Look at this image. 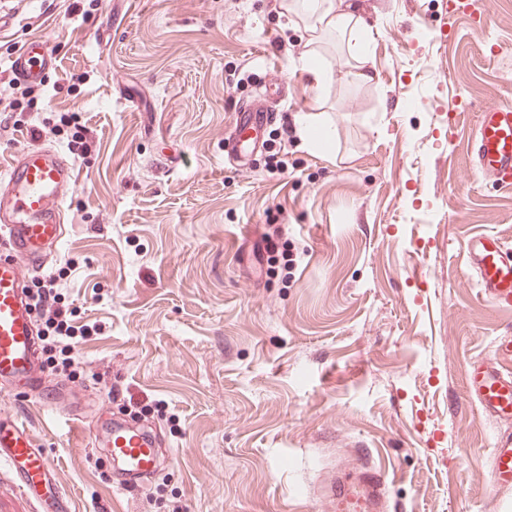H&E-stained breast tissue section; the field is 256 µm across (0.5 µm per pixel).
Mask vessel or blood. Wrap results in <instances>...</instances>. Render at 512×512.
I'll return each instance as SVG.
<instances>
[{"label":"vessel or blood","mask_w":512,"mask_h":512,"mask_svg":"<svg viewBox=\"0 0 512 512\" xmlns=\"http://www.w3.org/2000/svg\"><path fill=\"white\" fill-rule=\"evenodd\" d=\"M11 63L20 80L37 85L56 69L57 57L43 38L31 37ZM277 96V85L270 83L262 100L237 107V153L260 147L274 118L270 101ZM471 163L481 178L512 187L511 100L490 102L479 112ZM73 173V163L63 154L35 143L19 151L0 177V243L8 251L0 259V381L17 396L38 398L51 408L59 404L63 389L49 384L41 369L24 272L44 268L58 255L65 236V191ZM464 260L488 302L512 307V247L497 235L480 233L470 238ZM466 389L486 418L505 427L494 438L490 476L494 488H511L512 336L495 341L492 359L471 363ZM107 445L103 460L119 468V488L145 484L160 466V437L126 422L113 420ZM0 463L34 500L36 512H72L69 497L55 482L51 458L17 419L0 418ZM389 492L388 477L367 465L337 473L328 488L337 512H387Z\"/></svg>","instance_id":"b4317fda"}]
</instances>
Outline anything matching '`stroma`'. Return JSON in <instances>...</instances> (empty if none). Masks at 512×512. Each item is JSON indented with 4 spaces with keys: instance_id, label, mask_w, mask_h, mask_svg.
Instances as JSON below:
<instances>
[{
    "instance_id": "1",
    "label": "stroma",
    "mask_w": 512,
    "mask_h": 512,
    "mask_svg": "<svg viewBox=\"0 0 512 512\" xmlns=\"http://www.w3.org/2000/svg\"><path fill=\"white\" fill-rule=\"evenodd\" d=\"M288 0H0V67L46 36L45 92L17 85L0 173L33 142L74 159L53 268L87 360L65 424L0 389L46 449L74 512H332L327 476L367 457L389 512H512L490 480L499 425L466 391L470 362L512 336L463 264L472 234L512 240V189L479 180L477 115L512 100V0H356L378 79L345 47L314 89ZM285 91L267 148L224 162L236 105ZM75 112L95 144L79 154ZM335 130L323 153L294 120ZM288 156L270 173L269 156ZM152 427L169 455L140 489L112 484L93 432L107 413Z\"/></svg>"
}]
</instances>
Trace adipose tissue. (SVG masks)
Instances as JSON below:
<instances>
[{
	"instance_id": "ef3b65f1",
	"label": "adipose tissue",
	"mask_w": 512,
	"mask_h": 512,
	"mask_svg": "<svg viewBox=\"0 0 512 512\" xmlns=\"http://www.w3.org/2000/svg\"><path fill=\"white\" fill-rule=\"evenodd\" d=\"M288 10L307 21L309 30H333L342 35L354 62L351 70L354 81L360 84L375 81L376 75L368 65L366 53L372 28L363 18L340 5L339 0H290Z\"/></svg>"
}]
</instances>
